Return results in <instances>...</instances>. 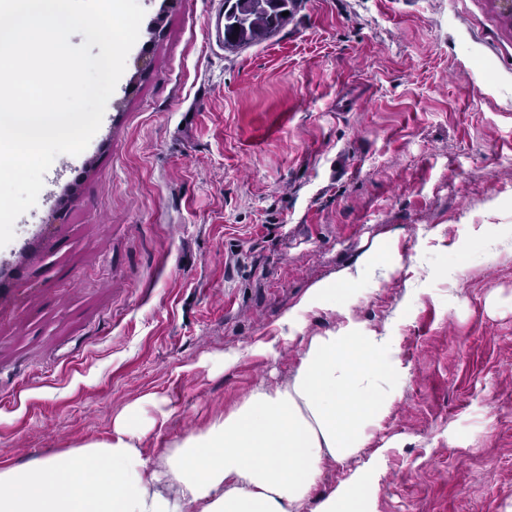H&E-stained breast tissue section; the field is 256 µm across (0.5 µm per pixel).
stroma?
Masks as SVG:
<instances>
[{
	"instance_id": "1",
	"label": "stroma",
	"mask_w": 512,
	"mask_h": 512,
	"mask_svg": "<svg viewBox=\"0 0 512 512\" xmlns=\"http://www.w3.org/2000/svg\"><path fill=\"white\" fill-rule=\"evenodd\" d=\"M101 126L0 248V468L112 436L165 449L289 383L252 346L378 243L354 317L408 368L376 512H512V23L491 0H302L229 52L224 0H139ZM239 353L224 367L219 356Z\"/></svg>"
}]
</instances>
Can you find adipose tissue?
<instances>
[{
    "label": "adipose tissue",
    "instance_id": "obj_1",
    "mask_svg": "<svg viewBox=\"0 0 512 512\" xmlns=\"http://www.w3.org/2000/svg\"><path fill=\"white\" fill-rule=\"evenodd\" d=\"M401 260L395 241L381 243L285 313L288 341L303 333L310 310L342 317L309 338L287 385L257 386L156 464L140 448L145 429L130 404L109 441L0 469V512H304L325 464L355 457L401 397L406 368L397 336L352 317L365 275ZM382 465L372 455L314 512H374Z\"/></svg>",
    "mask_w": 512,
    "mask_h": 512
}]
</instances>
